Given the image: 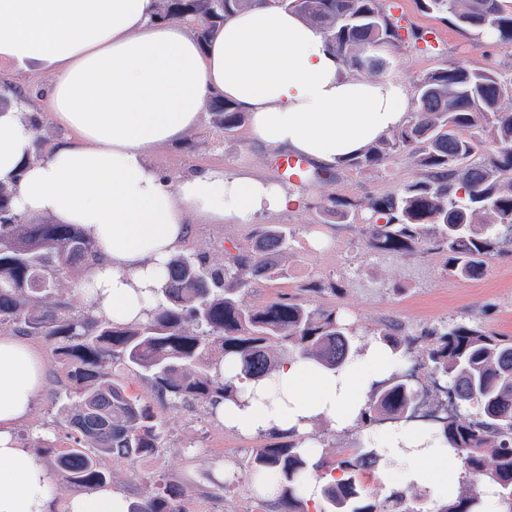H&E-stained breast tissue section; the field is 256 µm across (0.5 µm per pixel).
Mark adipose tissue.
Returning <instances> with one entry per match:
<instances>
[{"label":"adipose tissue","instance_id":"ef3b65f1","mask_svg":"<svg viewBox=\"0 0 512 512\" xmlns=\"http://www.w3.org/2000/svg\"><path fill=\"white\" fill-rule=\"evenodd\" d=\"M156 13L157 0H0V64L48 74L46 104L66 134L34 159L38 109L26 101L0 111V183L27 216L81 225L95 241L94 311L117 324L143 321L162 300L165 264L190 224H248L306 206L299 191L246 168L172 185L152 166L157 148L198 125L211 96L247 113L256 142L330 168L390 135L412 106L409 84L355 77L324 30L276 0L238 11L205 44ZM398 366L376 343L336 373L285 360L270 377L242 382L228 362L219 371L238 395L213 412L225 429L288 437L315 459L313 423L351 431ZM44 385L41 352L0 332V512H52L50 475L16 436ZM375 447L390 490L422 486L436 503L456 495L461 470L444 439L400 423L378 431ZM129 505L98 488L71 495L68 512Z\"/></svg>","mask_w":512,"mask_h":512}]
</instances>
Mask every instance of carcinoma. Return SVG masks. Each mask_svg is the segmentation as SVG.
<instances>
[{
  "label": "carcinoma",
  "instance_id": "obj_1",
  "mask_svg": "<svg viewBox=\"0 0 512 512\" xmlns=\"http://www.w3.org/2000/svg\"><path fill=\"white\" fill-rule=\"evenodd\" d=\"M252 0H158L157 17L195 26L207 41L215 28ZM424 12L445 13L460 27L489 29L512 43V7L503 0H417ZM327 33L332 47L356 74H376L381 55L407 42L433 45L426 34L403 24L383 0H278ZM512 81L487 69L450 65L430 71L415 85L407 123L364 153L348 160L359 170L385 166L406 154L419 175L400 189L359 206L330 197L324 211L350 223L363 222L368 249L404 255L424 249L441 255L460 280L481 276L504 245H512ZM216 131L228 133L245 113L214 97L208 103ZM291 249L288 228L263 225L254 244L225 253L211 265L200 254L182 253L168 263L163 301L146 320L115 324L75 308L60 292V277L72 268L99 261L96 244L76 224H32L13 205L11 188L0 184V323L24 336H43L67 365L66 401L57 423L71 430L73 444L55 453L56 466L71 482L93 489L106 484L100 459L131 464L158 455L160 436L152 408L129 395L112 374L113 361L150 379L162 399L214 407L236 398L238 389L217 371L230 358L240 379L268 377L284 358L314 361L337 371L358 354L356 331L334 308H312L279 295L251 305L245 293L252 279L285 275ZM425 365L455 408L473 405L470 420L456 412L436 418L441 436L468 473L495 488L504 512H512V336H495L476 324L432 328ZM400 361L415 339L392 326L379 333ZM423 393L408 375L393 374L376 386L362 411L367 425L412 418ZM378 454L356 448L329 468L342 478L325 484L320 512H390L367 491L362 475ZM309 465L295 441H275L256 449L247 474L281 489L284 512H305L299 489ZM181 491L163 484L129 512H183ZM478 494L450 497L436 512H479Z\"/></svg>",
  "mask_w": 512,
  "mask_h": 512
}]
</instances>
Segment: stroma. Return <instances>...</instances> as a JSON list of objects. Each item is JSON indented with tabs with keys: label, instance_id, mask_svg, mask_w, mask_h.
I'll use <instances>...</instances> for the list:
<instances>
[{
	"label": "stroma",
	"instance_id": "35a3bbf8",
	"mask_svg": "<svg viewBox=\"0 0 512 512\" xmlns=\"http://www.w3.org/2000/svg\"><path fill=\"white\" fill-rule=\"evenodd\" d=\"M402 2L407 22L433 33L437 46L432 51L403 47L388 52L384 76L412 84L449 64L512 74V46L475 45L468 30L450 24L445 15L421 11L416 0ZM275 156V151L251 139L248 126L222 134L214 131L205 116L181 144L157 149L151 162L161 173L181 179L208 169L232 171L241 166L272 176ZM416 175V167L401 154L377 170L359 171L345 165L324 168L319 180L302 187L309 198L305 210L264 215L256 224H194L183 249L220 264L225 250L251 244L258 224L286 226L293 236L285 262L287 274L254 280L247 302L260 305L288 293L305 305L336 309L355 328L360 341L367 343L374 342L382 325H399L415 335L412 358L419 363L424 362L431 344L423 332L431 327L475 322L486 331L512 336V247L494 256L479 278L456 280L448 275L439 255L422 249L403 256L370 251L359 225L321 210L329 197L362 203L395 192ZM312 278L335 283L337 292L301 293V285ZM31 343L43 353L46 390L29 420L19 427L18 437L34 449L51 476L54 512H67V500L78 487L54 462L56 449L68 441L66 430L57 424L56 403L65 390L67 368L53 342L35 336ZM112 371L131 396L151 406L159 424L161 449L156 457L134 466L102 457L109 486L139 501L158 485L175 482L183 492L184 512H282L279 501L252 493L244 472L246 460L262 446V439L224 429L198 405L161 401L148 378L121 365H113ZM309 436L330 461L347 449L365 448L371 442L366 429L341 434L323 420L313 425Z\"/></svg>",
	"mask_w": 512,
	"mask_h": 512
}]
</instances>
